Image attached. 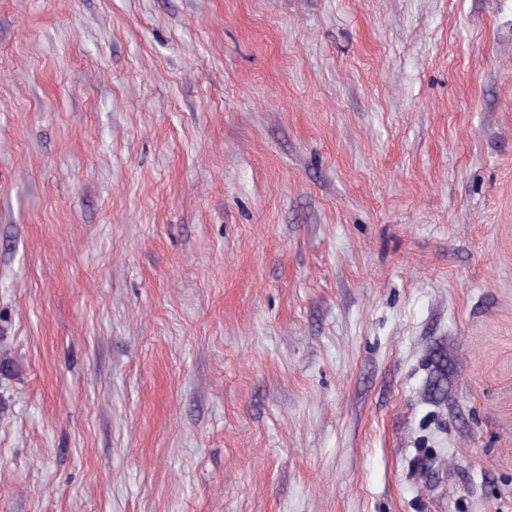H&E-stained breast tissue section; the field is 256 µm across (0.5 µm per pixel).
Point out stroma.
<instances>
[{"instance_id":"35a3bbf8","label":"stroma","mask_w":512,"mask_h":512,"mask_svg":"<svg viewBox=\"0 0 512 512\" xmlns=\"http://www.w3.org/2000/svg\"><path fill=\"white\" fill-rule=\"evenodd\" d=\"M0 512H512V0H0Z\"/></svg>"}]
</instances>
